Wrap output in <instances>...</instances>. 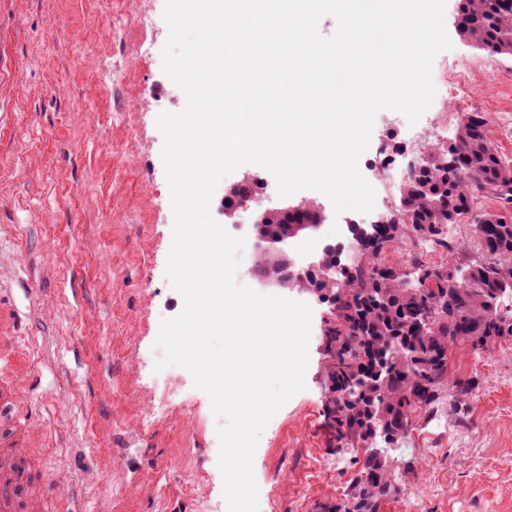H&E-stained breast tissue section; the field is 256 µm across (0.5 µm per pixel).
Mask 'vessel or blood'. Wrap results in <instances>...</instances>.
Returning <instances> with one entry per match:
<instances>
[{"instance_id":"b4317fda","label":"vessel or blood","mask_w":512,"mask_h":512,"mask_svg":"<svg viewBox=\"0 0 512 512\" xmlns=\"http://www.w3.org/2000/svg\"><path fill=\"white\" fill-rule=\"evenodd\" d=\"M30 386L26 358L0 341V512H57L64 491L33 466L42 437L16 416Z\"/></svg>"}]
</instances>
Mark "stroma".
<instances>
[{
    "label": "stroma",
    "mask_w": 512,
    "mask_h": 512,
    "mask_svg": "<svg viewBox=\"0 0 512 512\" xmlns=\"http://www.w3.org/2000/svg\"><path fill=\"white\" fill-rule=\"evenodd\" d=\"M166 0H0V253L17 257L19 316L1 336L35 361L22 401L45 430L36 455L80 512H229L217 416L179 369L156 370L163 320L182 294L166 275L173 243L161 114L186 96L163 69ZM451 49L475 70L474 94L437 84L432 111L488 113L493 147L512 159V57L493 58L457 33ZM398 111L377 114L364 177L412 145ZM306 388L261 432L253 459L258 512H331L364 458L338 445L326 406V307L312 303ZM479 393L420 415L391 451L406 484L380 512H512V338L462 372ZM190 458H182L185 447ZM156 481L144 482L146 473Z\"/></svg>",
    "instance_id": "obj_1"
}]
</instances>
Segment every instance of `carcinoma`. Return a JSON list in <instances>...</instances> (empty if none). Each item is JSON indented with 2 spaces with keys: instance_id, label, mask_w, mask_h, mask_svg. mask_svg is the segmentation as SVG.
Returning a JSON list of instances; mask_svg holds the SVG:
<instances>
[{
  "instance_id": "1",
  "label": "carcinoma",
  "mask_w": 512,
  "mask_h": 512,
  "mask_svg": "<svg viewBox=\"0 0 512 512\" xmlns=\"http://www.w3.org/2000/svg\"><path fill=\"white\" fill-rule=\"evenodd\" d=\"M460 35L489 55L512 56V0H459ZM489 117L460 115L454 147L460 165L448 168L443 145L426 149L404 184L396 218L368 247L359 244L347 265L335 251L321 260L336 265V288H323L333 310L326 333L334 399L330 412L338 442L365 446L366 456L336 512H378L403 483L377 451L378 440L395 445L418 416L431 413L443 395L457 402L478 385L448 370V352L463 342L481 355L512 337V321L491 305V293L512 273V219L496 210L473 213L477 199L493 196L512 205V169L487 138ZM448 224H464L482 255L466 274L451 264L415 263V276L392 261L413 237L448 248Z\"/></svg>"
}]
</instances>
